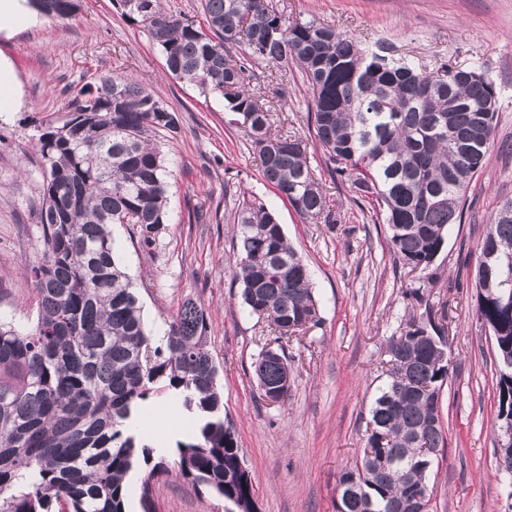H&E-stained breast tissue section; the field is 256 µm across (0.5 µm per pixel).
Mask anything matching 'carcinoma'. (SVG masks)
Wrapping results in <instances>:
<instances>
[{"label": "carcinoma", "instance_id": "carcinoma-1", "mask_svg": "<svg viewBox=\"0 0 512 512\" xmlns=\"http://www.w3.org/2000/svg\"><path fill=\"white\" fill-rule=\"evenodd\" d=\"M131 25L147 27L167 71L224 98L238 115L263 178L309 222L337 223L305 141L272 129L270 110L249 88L256 60L294 63L311 90L308 119L332 176L350 185L387 226L398 263L426 274L409 295L429 302L427 270L448 226L462 220L465 192L495 146L496 85L473 64L427 71L383 44L369 46L314 20L286 21L275 0H200L203 24L163 0H117ZM42 17L67 19L79 0H32ZM176 113L134 77L84 83L65 119L37 126L42 169L41 255L24 266L38 295L37 321H0V512H125L126 478L142 475L143 512L152 484L170 473L156 446L127 421L154 393L208 414L196 441L177 443L181 475L250 512L249 472L224 425L220 367L208 346L206 311L187 300L161 338L151 336L136 288L123 271L112 225L132 224L155 244L169 185L157 136L178 132ZM234 279L249 314L274 341L321 322L306 264L276 216L257 198L238 200ZM495 252L485 261L487 251ZM477 319L512 357V199L486 225L474 271ZM432 319L411 318L391 338L389 380L371 406L365 452L344 471L353 493L338 512H424L431 501L430 450L445 448L434 425L448 363L430 336ZM253 362L261 396L289 390L285 353ZM498 403L512 406V370L496 376Z\"/></svg>", "mask_w": 512, "mask_h": 512}]
</instances>
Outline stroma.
<instances>
[{"label": "stroma", "instance_id": "1", "mask_svg": "<svg viewBox=\"0 0 512 512\" xmlns=\"http://www.w3.org/2000/svg\"><path fill=\"white\" fill-rule=\"evenodd\" d=\"M285 18L313 19L374 42L427 69L475 63L498 90L495 138L512 145V0H278ZM14 64L22 107L0 114V317L27 327L37 318L34 282L21 270L41 248L36 210L42 179L31 138L65 114L89 76L134 75L178 115L177 136L164 142L170 192L167 222L154 246L124 224L112 229L124 271L136 285L149 332L186 300L209 317V347L220 364L224 421L244 454L259 512H336L341 472L359 461L370 408L388 368V341L424 311L407 292L417 273L395 265L385 225L358 206L347 183L332 179L308 128L310 94L297 68L260 63L253 86L275 126L308 141L309 157L333 224L304 222L266 182L243 132L221 97L206 96L166 72L144 25L128 24L116 0H83L78 14L41 20L0 37ZM249 193L275 213L307 264L320 325L285 340L291 386L283 403L262 398L252 364L268 339L240 303L231 265L237 242L233 205ZM470 209L452 225L432 266L434 310L452 339L448 382L440 394L447 444L428 475L430 512H512L497 470L500 438L496 364L488 332L475 315L473 270L481 237L501 201L512 198V149L490 153L470 183ZM156 512H227L229 505L179 473L153 488Z\"/></svg>", "mask_w": 512, "mask_h": 512}]
</instances>
